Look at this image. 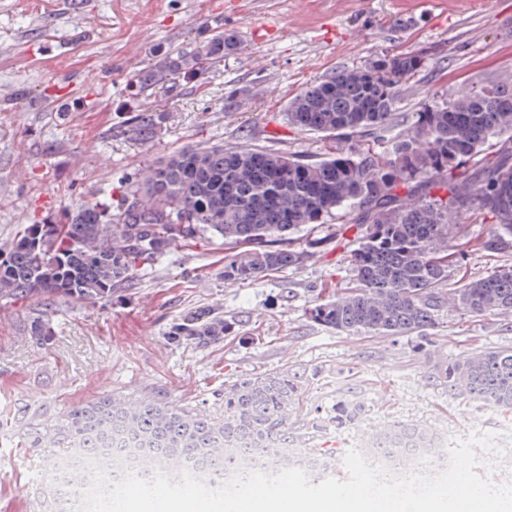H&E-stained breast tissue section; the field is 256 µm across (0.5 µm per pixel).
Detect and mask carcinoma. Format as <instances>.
I'll return each instance as SVG.
<instances>
[{"mask_svg":"<svg viewBox=\"0 0 512 512\" xmlns=\"http://www.w3.org/2000/svg\"><path fill=\"white\" fill-rule=\"evenodd\" d=\"M234 46L232 36L219 32L189 55L166 57L140 77V87L189 82ZM420 62L412 52L387 55L316 80L290 101V126L336 139V153L324 159L268 146L194 145L148 166L115 203L109 194L80 203L62 224L25 225L0 249V300L40 304L31 338L48 346L58 304L126 298L137 285V271L178 243L222 240L224 279L256 282L320 251L324 238L314 228L344 208L346 228L357 229L351 285L340 297L313 300L309 318L345 333L403 336L433 329L448 269L463 259L448 252L460 214L490 215L489 247L512 251V85L465 87L426 105L391 153L359 148V138L392 120L398 93ZM161 121L157 112H138L126 130L149 139ZM261 167L271 178H259ZM304 228V246H291V235ZM461 288L468 295L466 312H512V263ZM233 325L211 309L195 310L174 323L167 338L207 346L223 340ZM434 378L452 393L512 410L511 348L461 355L435 367ZM301 395L300 376L288 370L239 379L224 392L219 414L106 395L41 423L29 441L45 449L56 473L57 512H74L93 463L115 481L127 470L148 478L160 468L176 481L187 470L216 486L229 475L270 473L285 462L304 469L316 484L332 457L302 447L299 436L288 432ZM362 412V405L341 401L327 419L305 415L302 429L319 432L328 421L353 424ZM440 445L436 431L394 422L371 437L365 455L409 471L427 449Z\"/></svg>","mask_w":512,"mask_h":512,"instance_id":"1","label":"carcinoma"}]
</instances>
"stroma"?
<instances>
[{
    "label": "stroma",
    "instance_id": "stroma-1",
    "mask_svg": "<svg viewBox=\"0 0 512 512\" xmlns=\"http://www.w3.org/2000/svg\"><path fill=\"white\" fill-rule=\"evenodd\" d=\"M0 0V245L24 224H58L78 203L120 199L142 169L186 146H270L319 160L331 138L288 124L289 101L332 72L416 52L420 69L397 97L395 118L376 133L388 151L433 97L512 80V0ZM236 46L191 83L140 89L143 73L213 33ZM62 54L40 55L45 44ZM68 92L67 110L56 95ZM136 112H160L155 137L123 131ZM466 256L443 288L512 261L487 249L491 218L460 215ZM347 217L319 229L327 244L302 266L258 282L226 281L221 242L172 248L138 273L132 295L107 306L59 304L53 340L29 337L41 310L0 301V512H53L42 449L22 447L26 409L43 419L110 394L161 399L206 413L246 375L286 369L301 376L303 412L332 415L340 401L364 408L353 425L309 435L306 445L365 448L390 422L425 424L445 441L473 431L512 432V413L452 395L432 370L470 352L512 348V317L440 307L428 335L337 332L308 308L324 285L347 287L354 232ZM216 308L233 335L209 347L169 343L187 312Z\"/></svg>",
    "mask_w": 512,
    "mask_h": 512
}]
</instances>
